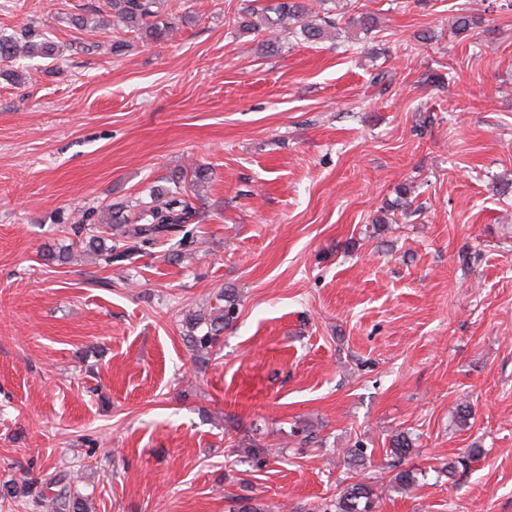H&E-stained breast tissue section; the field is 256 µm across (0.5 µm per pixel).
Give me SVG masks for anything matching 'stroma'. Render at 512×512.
Here are the masks:
<instances>
[{"label": "stroma", "mask_w": 512, "mask_h": 512, "mask_svg": "<svg viewBox=\"0 0 512 512\" xmlns=\"http://www.w3.org/2000/svg\"><path fill=\"white\" fill-rule=\"evenodd\" d=\"M351 3L374 31L271 45L243 0H167L172 38L116 55L67 22L105 0H0L1 30L63 49L0 77V482L51 465L90 512H321L367 478L374 512H512V0ZM192 162L212 178L178 260L72 246ZM227 288L238 318L198 365L186 319ZM391 464L390 472H395L389 479V486H394L400 490L409 491L416 482L414 470L403 467V462L415 453V439L407 432H399L393 436L391 442Z\"/></svg>", "instance_id": "35a3bbf8"}]
</instances>
